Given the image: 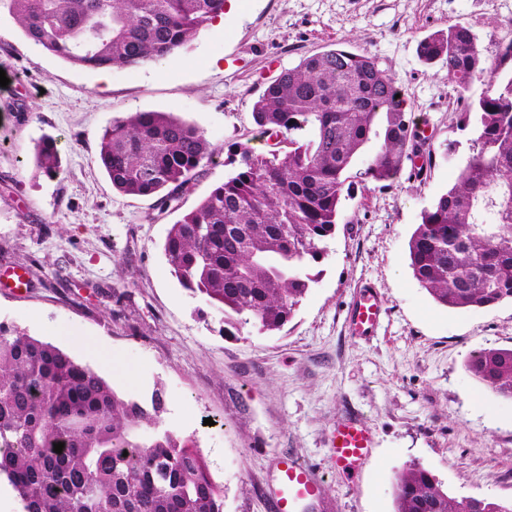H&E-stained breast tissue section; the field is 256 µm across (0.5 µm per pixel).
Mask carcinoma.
<instances>
[{
  "mask_svg": "<svg viewBox=\"0 0 512 512\" xmlns=\"http://www.w3.org/2000/svg\"><path fill=\"white\" fill-rule=\"evenodd\" d=\"M225 0H0L23 34L85 69H136L179 51L224 14ZM457 89L474 138L456 182L422 211L409 266L438 304L485 308L512 301V43L486 58L461 24L419 44ZM480 81L478 101L467 96ZM390 70L369 53L331 48L303 58L252 103L258 151L232 146L233 173L168 230L163 252L183 288L224 324L281 331L336 235L352 170L377 182L433 152ZM214 147L171 112H136L106 127L98 157L112 187L177 210ZM49 178L63 172L55 140L35 147ZM473 377L512 399V349L467 363ZM162 393L127 398L61 348L0 323V477L23 512H223V497L192 440L160 424ZM154 427L146 434L144 427ZM62 442V453L54 444ZM128 455H123V452ZM394 512H512V500L451 497L417 464L394 490Z\"/></svg>",
  "mask_w": 512,
  "mask_h": 512,
  "instance_id": "1",
  "label": "carcinoma"
}]
</instances>
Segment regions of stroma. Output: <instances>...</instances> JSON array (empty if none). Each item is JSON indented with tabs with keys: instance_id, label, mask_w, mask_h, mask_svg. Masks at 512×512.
<instances>
[{
	"instance_id": "obj_1",
	"label": "stroma",
	"mask_w": 512,
	"mask_h": 512,
	"mask_svg": "<svg viewBox=\"0 0 512 512\" xmlns=\"http://www.w3.org/2000/svg\"><path fill=\"white\" fill-rule=\"evenodd\" d=\"M179 59L110 72L78 68L0 15V270L29 286L0 289V322L50 342L136 399L161 391V425L191 438L224 512H273L279 462L311 464L324 486L308 512H394V484L415 462L453 497L512 500V400L466 369L486 348H512V302L449 309L414 279L407 244L421 213L451 186L467 155L457 92L424 64L418 44L469 27L487 58L512 43V0H236ZM377 56L401 86L433 148L418 178L354 179L343 221L314 265L316 282L280 332L229 334L224 316L180 286L163 253L180 211L231 172L228 147L256 138L251 105L283 69L326 48ZM165 111L202 128L215 147L180 210L113 188L99 137L133 112ZM58 142L64 174L47 178L34 149ZM384 307L377 332L349 333L362 283ZM137 368L127 384L113 362ZM355 415L370 425L359 474L337 469L331 431Z\"/></svg>"
}]
</instances>
